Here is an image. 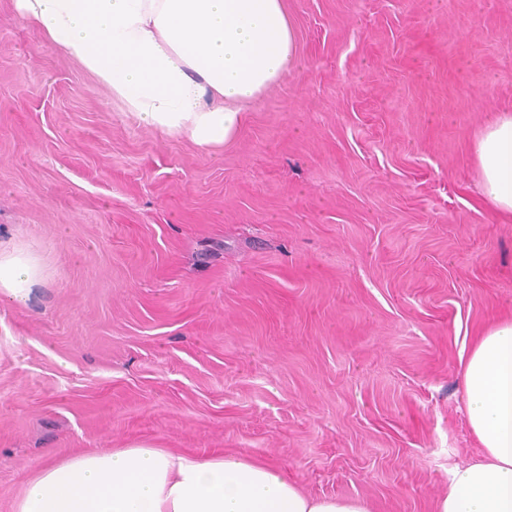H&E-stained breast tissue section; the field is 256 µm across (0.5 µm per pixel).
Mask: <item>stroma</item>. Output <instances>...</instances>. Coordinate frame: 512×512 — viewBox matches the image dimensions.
Segmentation results:
<instances>
[{"instance_id": "stroma-1", "label": "stroma", "mask_w": 512, "mask_h": 512, "mask_svg": "<svg viewBox=\"0 0 512 512\" xmlns=\"http://www.w3.org/2000/svg\"><path fill=\"white\" fill-rule=\"evenodd\" d=\"M298 70L227 143L143 125L0 0V512L80 452L242 453L312 496L435 512L475 456L461 355L512 314L474 133L512 0H286ZM46 276L43 259L28 245L0 239V295L24 303L29 289Z\"/></svg>"}]
</instances>
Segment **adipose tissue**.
Returning <instances> with one entry per match:
<instances>
[{"mask_svg":"<svg viewBox=\"0 0 512 512\" xmlns=\"http://www.w3.org/2000/svg\"><path fill=\"white\" fill-rule=\"evenodd\" d=\"M44 42L107 85L144 125L209 146L297 65L284 0H14ZM481 195L512 218V111L472 142ZM47 275L28 245L0 240V295L22 303ZM474 460L448 474L436 512H512V317L460 359ZM15 512H371L361 498L313 497L284 469L202 459L147 443L80 453L30 476Z\"/></svg>","mask_w":512,"mask_h":512,"instance_id":"ef3b65f1","label":"adipose tissue"}]
</instances>
